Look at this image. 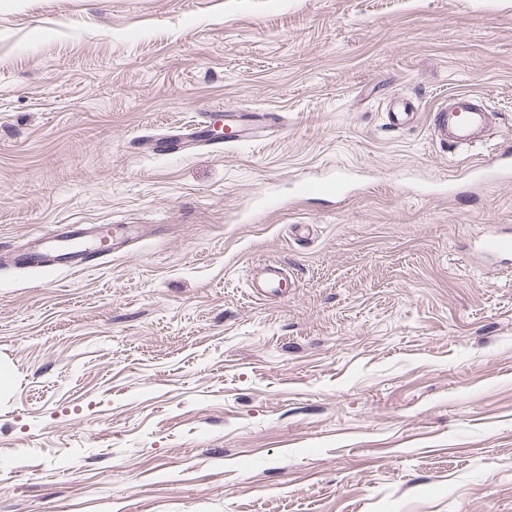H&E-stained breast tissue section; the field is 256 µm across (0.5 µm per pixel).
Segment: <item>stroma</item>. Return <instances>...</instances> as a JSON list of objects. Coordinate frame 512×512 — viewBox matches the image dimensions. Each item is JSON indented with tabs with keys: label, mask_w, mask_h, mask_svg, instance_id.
Listing matches in <instances>:
<instances>
[{
	"label": "stroma",
	"mask_w": 512,
	"mask_h": 512,
	"mask_svg": "<svg viewBox=\"0 0 512 512\" xmlns=\"http://www.w3.org/2000/svg\"><path fill=\"white\" fill-rule=\"evenodd\" d=\"M464 91L497 125L441 147ZM214 109L279 122L134 144ZM509 150L512 0H0V512H512V271L470 246L512 180L458 184ZM58 224L134 240L14 263ZM202 120L179 128L171 133L144 135L147 141L155 143L156 149L166 154H174L182 149L187 143L196 146H207L213 151L224 149V141L216 140L211 135V126L216 112H202ZM297 194L306 197L314 194L339 196L344 193L345 182L340 177L327 178L318 175L301 178L296 183Z\"/></svg>",
	"instance_id": "1"
}]
</instances>
